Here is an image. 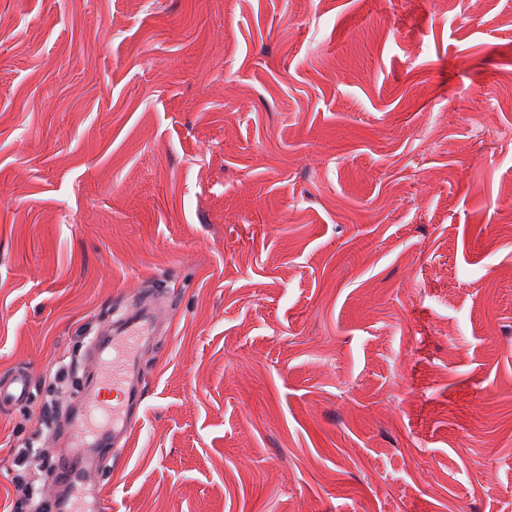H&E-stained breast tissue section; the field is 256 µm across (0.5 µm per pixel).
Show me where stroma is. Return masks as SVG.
<instances>
[{
	"mask_svg": "<svg viewBox=\"0 0 512 512\" xmlns=\"http://www.w3.org/2000/svg\"><path fill=\"white\" fill-rule=\"evenodd\" d=\"M512 0H0V512L153 289L87 512H512ZM30 377L26 370L16 369L4 382H0V406L7 407L29 400Z\"/></svg>",
	"mask_w": 512,
	"mask_h": 512,
	"instance_id": "stroma-1",
	"label": "stroma"
}]
</instances>
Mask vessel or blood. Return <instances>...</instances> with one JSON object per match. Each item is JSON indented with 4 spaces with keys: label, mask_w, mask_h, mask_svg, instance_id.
Here are the masks:
<instances>
[{
    "label": "vessel or blood",
    "mask_w": 512,
    "mask_h": 512,
    "mask_svg": "<svg viewBox=\"0 0 512 512\" xmlns=\"http://www.w3.org/2000/svg\"><path fill=\"white\" fill-rule=\"evenodd\" d=\"M156 333L154 312L150 300H142L127 313L124 319L112 327V338L107 345L97 347L92 362L93 370L104 375V383L119 394V403L113 404L91 392L85 403L83 421L77 426L75 451L95 447L96 437L105 432L128 438L132 422L131 410L142 401L141 372L137 349L146 344ZM30 377L26 370H15L0 382V406L7 407L28 401Z\"/></svg>",
    "instance_id": "b4317fda"
}]
</instances>
